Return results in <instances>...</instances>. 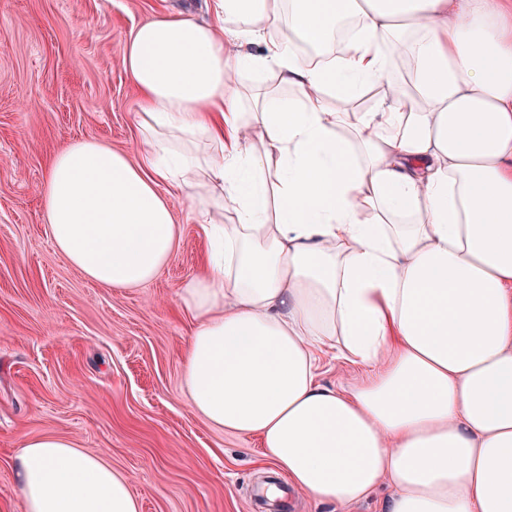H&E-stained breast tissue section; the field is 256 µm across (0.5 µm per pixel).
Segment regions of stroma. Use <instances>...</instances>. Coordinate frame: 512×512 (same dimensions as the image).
Returning <instances> with one entry per match:
<instances>
[{
  "label": "stroma",
  "instance_id": "obj_1",
  "mask_svg": "<svg viewBox=\"0 0 512 512\" xmlns=\"http://www.w3.org/2000/svg\"><path fill=\"white\" fill-rule=\"evenodd\" d=\"M215 18V0H0V512H23L10 460L23 436L53 434L106 455L142 512H251L272 472L258 438L231 435L183 398L189 322L177 292L197 275L201 202L175 194L169 264L134 288H104L55 249L40 187L77 139L140 149L138 94L120 51L159 16ZM318 381L346 391L363 367L318 350ZM394 487L339 507L295 492L282 512H388Z\"/></svg>",
  "mask_w": 512,
  "mask_h": 512
}]
</instances>
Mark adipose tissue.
I'll use <instances>...</instances> for the list:
<instances>
[{
  "label": "adipose tissue",
  "mask_w": 512,
  "mask_h": 512,
  "mask_svg": "<svg viewBox=\"0 0 512 512\" xmlns=\"http://www.w3.org/2000/svg\"><path fill=\"white\" fill-rule=\"evenodd\" d=\"M350 18L340 56L295 51ZM397 53L413 70L391 99L336 111ZM120 62L145 147L63 148L45 221L89 280L129 288L177 248L170 191L214 201L195 213L205 269L177 295L187 406L322 502L386 479L390 512H512V0H217L213 22L133 29ZM243 69L278 78L248 110ZM319 346L366 378L321 386ZM12 468L24 512L141 509L105 455L59 436L23 437Z\"/></svg>",
  "instance_id": "obj_1"
}]
</instances>
